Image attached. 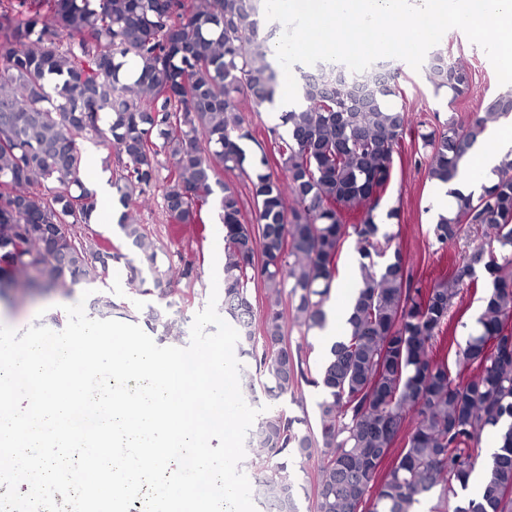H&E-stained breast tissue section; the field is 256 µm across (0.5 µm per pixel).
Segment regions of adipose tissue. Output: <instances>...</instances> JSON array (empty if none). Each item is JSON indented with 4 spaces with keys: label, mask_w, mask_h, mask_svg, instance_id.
Listing matches in <instances>:
<instances>
[{
    "label": "adipose tissue",
    "mask_w": 512,
    "mask_h": 512,
    "mask_svg": "<svg viewBox=\"0 0 512 512\" xmlns=\"http://www.w3.org/2000/svg\"><path fill=\"white\" fill-rule=\"evenodd\" d=\"M507 158L512 159V116L486 130L467 148L451 182L452 191L441 196L438 211L451 212L456 204V193L467 194L492 185L502 161Z\"/></svg>",
    "instance_id": "obj_1"
}]
</instances>
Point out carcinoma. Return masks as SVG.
Instances as JSON below:
<instances>
[{
	"instance_id": "cac0c4a2",
	"label": "carcinoma",
	"mask_w": 512,
	"mask_h": 512,
	"mask_svg": "<svg viewBox=\"0 0 512 512\" xmlns=\"http://www.w3.org/2000/svg\"><path fill=\"white\" fill-rule=\"evenodd\" d=\"M249 0H0V300L30 267L34 287L61 295L104 276L123 261L141 295L163 287L157 244L124 214L121 244L78 235L91 222L94 191L80 178L81 139L115 148L114 182L126 206L159 179L158 156L169 155L163 190L172 228L199 223L198 209L222 192L224 318L239 333L238 356L251 361L249 386L268 402L251 430L253 496L269 512H298L297 471L317 458L312 512H412L431 496V512H512V162L478 196L457 193L453 216L433 225L438 249L475 226L483 239L429 287L415 281L398 247L374 261L392 237L374 211L392 177L393 154L406 131L398 74L362 84L321 68L303 86L306 106L281 115L288 138L252 164V223L239 193L221 182L223 169L243 168L241 141L253 139L236 95L272 100L275 75L259 48L260 21ZM432 70L436 89L453 98L470 85L468 71L443 55ZM122 84L116 102L110 87ZM512 113V91L484 113L448 121L421 135L428 177L448 181L464 144L490 120ZM275 157L288 172L280 183ZM43 186L35 194L30 186ZM362 214L345 224L341 212ZM361 257L348 327L312 373L308 352L286 332L288 302L309 333L326 324L325 305L344 242ZM134 249L140 266L122 251ZM505 251L494 256V247ZM490 276L477 328L454 351L456 373L438 355L459 286ZM152 281L156 289L145 287ZM119 311L143 321L160 341L175 323L152 305L131 315L104 298L99 314ZM305 385L322 392L314 417L278 408ZM497 430L500 450L484 458L483 431ZM481 499L463 501L476 467Z\"/></svg>"
}]
</instances>
